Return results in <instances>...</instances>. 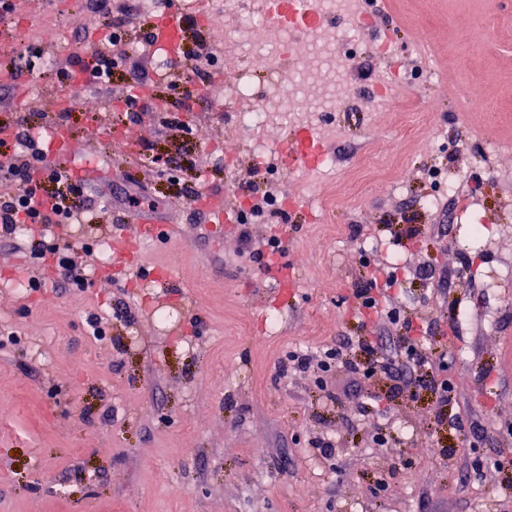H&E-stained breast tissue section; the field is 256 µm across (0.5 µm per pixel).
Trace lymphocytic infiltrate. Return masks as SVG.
<instances>
[{"instance_id": "1", "label": "lymphocytic infiltrate", "mask_w": 512, "mask_h": 512, "mask_svg": "<svg viewBox=\"0 0 512 512\" xmlns=\"http://www.w3.org/2000/svg\"><path fill=\"white\" fill-rule=\"evenodd\" d=\"M127 33L114 28L110 34V51L98 52L92 77L94 82L109 83L114 69L125 68L137 82H144L146 70L141 58L121 51ZM87 208L86 184L69 167L51 163L47 151L31 133L26 118L15 124L0 126V232L12 233L18 224H72ZM354 296L360 309L392 323L402 324L408 337L403 349L382 355L371 340L360 342L362 360L345 357L342 348H330L315 356L290 352L288 366L299 372L327 373L342 368L363 379L382 374L402 381L409 366L434 367L431 355L420 349L412 336L411 321L400 318L397 307L373 284L357 287Z\"/></svg>"}]
</instances>
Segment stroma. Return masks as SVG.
Returning <instances> with one entry per match:
<instances>
[{
	"label": "stroma",
	"instance_id": "obj_1",
	"mask_svg": "<svg viewBox=\"0 0 512 512\" xmlns=\"http://www.w3.org/2000/svg\"><path fill=\"white\" fill-rule=\"evenodd\" d=\"M222 2L171 6L215 49L213 91L189 55L165 67L148 58L147 106L132 120L120 110L130 75L96 86L85 68L108 50L98 33L110 20L127 22L124 47L141 54L159 9L11 0L0 14V66L38 50L83 72L88 87L66 118L67 164L83 169L91 201L80 223L20 224L0 238V390L11 395L0 407V512H512L495 466L512 457V6L388 0L371 13L372 29L396 40L401 68L429 65L440 79L378 113L370 130L337 113V137L322 142L336 167L314 196L306 160L287 156L305 131L265 129L275 149L263 160L237 135L225 104L244 60L225 50ZM465 53L463 73L454 62ZM176 75L194 93L192 111L170 86ZM473 89L499 112L464 111L457 94ZM66 90L48 67L0 82V125L23 115L48 137L59 119L48 102ZM418 112L423 121L406 134ZM432 169L458 170L467 183L442 217L422 205L440 191ZM249 181L293 201L250 226L257 248L280 236L287 283L241 252L236 219ZM195 192L227 203L223 223L197 218ZM134 193L139 205H125ZM470 207L489 232L478 246L467 238ZM141 214L162 235L112 248ZM53 243L88 270L83 290L53 286ZM377 270L397 275L396 305L455 382L452 401L422 369L390 401L383 375L357 382L336 371L333 401L311 375L280 376L297 348L369 338L383 354L397 350L404 329L354 297ZM33 276L42 288H29ZM93 316L107 319V336H92ZM439 412L461 417L463 431L440 428ZM381 427L389 446L370 447ZM324 433L337 442L331 462L311 445Z\"/></svg>",
	"mask_w": 512,
	"mask_h": 512
}]
</instances>
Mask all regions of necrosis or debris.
<instances>
[{
	"mask_svg": "<svg viewBox=\"0 0 512 512\" xmlns=\"http://www.w3.org/2000/svg\"><path fill=\"white\" fill-rule=\"evenodd\" d=\"M308 10L304 16L294 0H270L265 13L248 16L241 14L239 0H225L224 46L248 62L230 85L232 110L239 133L252 141L257 156L267 151L258 133L275 116L284 114L293 124L332 133L334 113L391 111L399 87L415 92L433 78L423 70L394 73L380 83L377 99L361 104L347 75L352 62L348 49L368 27L362 0H309ZM298 38L304 51L296 56L292 46ZM257 68L265 74L260 84L252 77Z\"/></svg>",
	"mask_w": 512,
	"mask_h": 512,
	"instance_id": "1",
	"label": "necrosis or debris"
}]
</instances>
